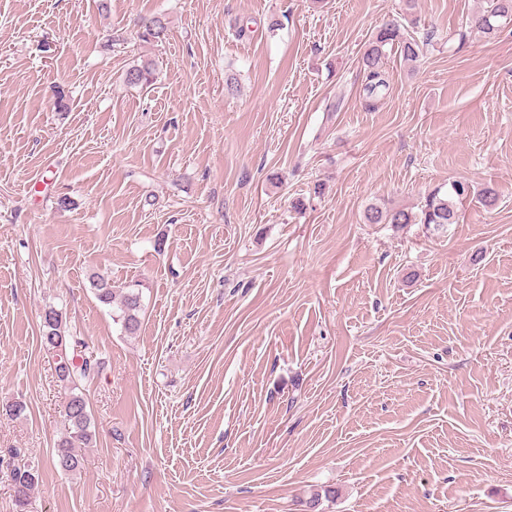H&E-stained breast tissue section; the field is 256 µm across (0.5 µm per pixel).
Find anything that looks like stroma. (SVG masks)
<instances>
[{
    "mask_svg": "<svg viewBox=\"0 0 512 512\" xmlns=\"http://www.w3.org/2000/svg\"><path fill=\"white\" fill-rule=\"evenodd\" d=\"M488 5L0 0V407L27 406L0 414V512H512V24L465 29ZM392 19L431 42L370 105ZM455 180L457 223L364 221ZM95 271L140 282L137 335ZM49 304L100 363L73 474ZM168 23L164 15L144 19L136 36L140 41L146 43L162 41L166 35ZM10 478L15 493V504L22 511L41 478L39 467L26 462L13 464L10 469Z\"/></svg>",
    "mask_w": 512,
    "mask_h": 512,
    "instance_id": "35a3bbf8",
    "label": "stroma"
}]
</instances>
